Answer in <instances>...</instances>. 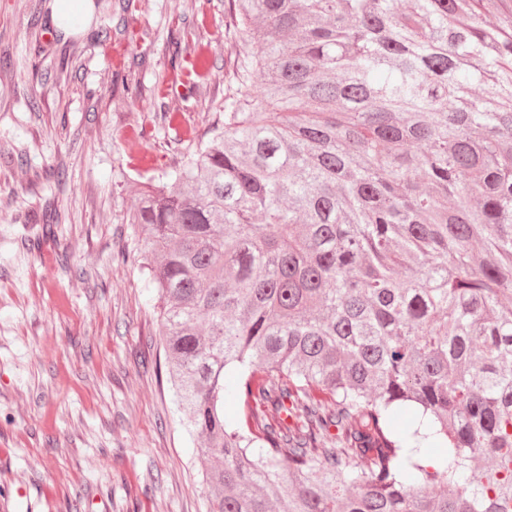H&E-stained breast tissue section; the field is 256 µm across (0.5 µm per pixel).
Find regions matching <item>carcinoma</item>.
I'll use <instances>...</instances> for the list:
<instances>
[{
  "mask_svg": "<svg viewBox=\"0 0 512 512\" xmlns=\"http://www.w3.org/2000/svg\"><path fill=\"white\" fill-rule=\"evenodd\" d=\"M224 18V125L128 217L208 512H512V0Z\"/></svg>",
  "mask_w": 512,
  "mask_h": 512,
  "instance_id": "carcinoma-1",
  "label": "carcinoma"
}]
</instances>
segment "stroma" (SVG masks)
I'll list each match as a JSON object with an SVG mask.
<instances>
[{
    "instance_id": "stroma-1",
    "label": "stroma",
    "mask_w": 512,
    "mask_h": 512,
    "mask_svg": "<svg viewBox=\"0 0 512 512\" xmlns=\"http://www.w3.org/2000/svg\"><path fill=\"white\" fill-rule=\"evenodd\" d=\"M128 25L147 38L127 43ZM178 36L211 61L190 107ZM255 51L224 0H102L66 35L50 0H0V512H207L126 216L152 167L223 123L228 73ZM45 210L55 224L11 221Z\"/></svg>"
}]
</instances>
